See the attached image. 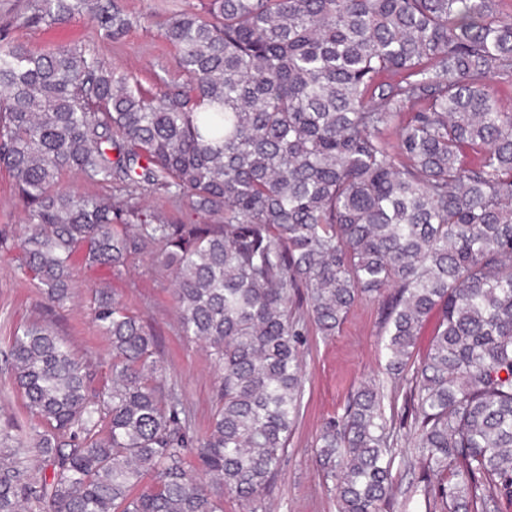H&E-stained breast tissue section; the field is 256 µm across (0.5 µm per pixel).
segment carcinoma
Masks as SVG:
<instances>
[{
    "label": "carcinoma",
    "mask_w": 512,
    "mask_h": 512,
    "mask_svg": "<svg viewBox=\"0 0 512 512\" xmlns=\"http://www.w3.org/2000/svg\"><path fill=\"white\" fill-rule=\"evenodd\" d=\"M507 7L207 0L163 17L178 74L151 91L79 44L36 52L0 35V172L24 211L0 227V253H18L58 307L76 265L119 278L154 256L174 273L181 334L207 344L220 374L197 445L154 334L111 289L92 295L110 387L91 389L51 325L26 326L11 371L37 423L26 439L0 427V512H222L226 494L265 493L300 412V289L324 336L360 296L382 299L386 364L440 476L424 487L428 512L511 506L512 111L494 96L512 80ZM84 14L106 38L133 25L120 0H25L10 26ZM390 430L365 386L319 434L341 512L390 508ZM437 321L438 315H433L423 325L420 335L418 336L415 347L413 349V357L411 360L412 363L415 362V364H417L428 353L431 347L432 338Z\"/></svg>",
    "instance_id": "carcinoma-1"
}]
</instances>
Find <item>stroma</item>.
<instances>
[{"label": "stroma", "instance_id": "35a3bbf8", "mask_svg": "<svg viewBox=\"0 0 512 512\" xmlns=\"http://www.w3.org/2000/svg\"><path fill=\"white\" fill-rule=\"evenodd\" d=\"M203 2L122 0L125 10L136 16L138 23L125 36L112 41L102 38L85 16L50 29L23 30L19 36L36 51L60 44H83L107 64L149 88L157 78L173 77L177 69L175 50L156 25L158 13L175 4L197 10ZM172 279V273L148 254L137 257L127 274L119 278L79 265L74 270L75 293L60 308L30 284L16 255L0 254V424L12 421L26 431L35 424L6 363L10 338L25 325L52 324L76 358L92 370L94 387L110 383V346L96 330L91 314L93 288L107 286L158 335L163 371L182 396L195 437L204 438L216 404L218 373L209 350L180 334L171 295ZM293 312L307 333L302 348L304 386L299 420L272 490L250 503L225 496L224 512H338L332 484L326 481L316 459V440L325 423L340 419L352 394L364 385L380 392L392 423V446L396 452L392 512H425V469L411 447L414 430L410 426L411 411L405 405L408 386L385 367L380 300L360 297L332 336L316 330L306 306L294 307Z\"/></svg>", "mask_w": 512, "mask_h": 512}]
</instances>
